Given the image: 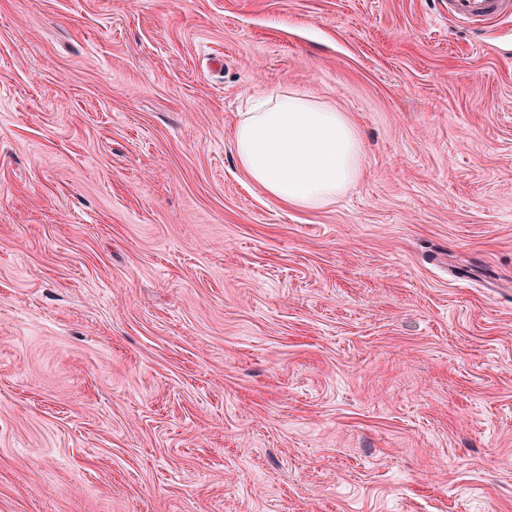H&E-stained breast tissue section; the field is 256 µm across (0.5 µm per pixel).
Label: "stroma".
<instances>
[{"mask_svg": "<svg viewBox=\"0 0 512 512\" xmlns=\"http://www.w3.org/2000/svg\"><path fill=\"white\" fill-rule=\"evenodd\" d=\"M282 90L326 207L231 151ZM0 512H512V18L0 0ZM240 115L231 150L270 199L313 210L336 200L364 170V143L345 112L292 90L260 93Z\"/></svg>", "mask_w": 512, "mask_h": 512, "instance_id": "1", "label": "stroma"}]
</instances>
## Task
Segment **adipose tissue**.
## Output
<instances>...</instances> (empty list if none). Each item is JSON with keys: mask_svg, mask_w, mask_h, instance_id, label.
I'll list each match as a JSON object with an SVG mask.
<instances>
[{"mask_svg": "<svg viewBox=\"0 0 512 512\" xmlns=\"http://www.w3.org/2000/svg\"><path fill=\"white\" fill-rule=\"evenodd\" d=\"M231 150L270 199L313 210L336 200L364 170V143L347 113L292 90L256 96Z\"/></svg>", "mask_w": 512, "mask_h": 512, "instance_id": "adipose-tissue-1", "label": "adipose tissue"}]
</instances>
